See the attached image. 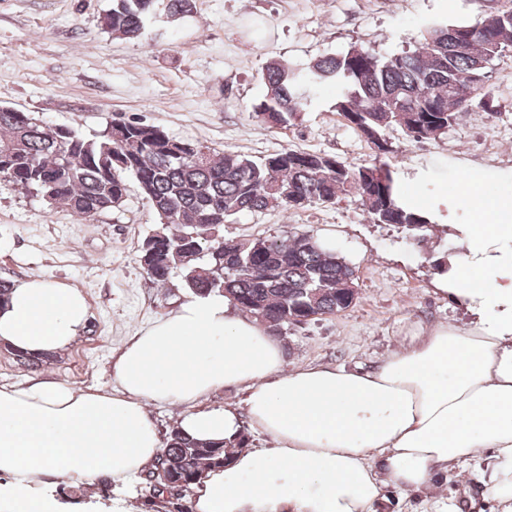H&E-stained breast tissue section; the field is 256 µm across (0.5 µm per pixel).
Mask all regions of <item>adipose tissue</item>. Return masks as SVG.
Returning a JSON list of instances; mask_svg holds the SVG:
<instances>
[{"mask_svg":"<svg viewBox=\"0 0 512 512\" xmlns=\"http://www.w3.org/2000/svg\"><path fill=\"white\" fill-rule=\"evenodd\" d=\"M460 202L492 213L463 228L468 260L443 280L476 318L407 337L373 369L287 370L282 344L213 294L190 297L129 337L105 388L27 378L0 383V500L10 512H63L56 486L143 480L163 451L148 405L179 406L178 429L232 452L193 485V512H368L385 483L431 492L438 472L485 461L486 487L512 512V197L462 183ZM83 291L31 275L0 304V347L62 353L85 332ZM241 405L212 403L227 388ZM267 447H237L244 428Z\"/></svg>","mask_w":512,"mask_h":512,"instance_id":"adipose-tissue-1","label":"adipose tissue"}]
</instances>
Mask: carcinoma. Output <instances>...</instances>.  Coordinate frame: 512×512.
I'll list each match as a JSON object with an SVG mask.
<instances>
[{
    "mask_svg": "<svg viewBox=\"0 0 512 512\" xmlns=\"http://www.w3.org/2000/svg\"><path fill=\"white\" fill-rule=\"evenodd\" d=\"M168 21L190 13L195 0H112L106 29L138 40L152 24L157 2ZM480 20L435 21L414 49L379 56L363 46L324 55L297 67L271 60L259 79L263 95L252 105L272 128L286 127L324 85L336 88L332 111L375 151L372 164H351L325 153L288 149L259 158L217 153L177 140L158 126L112 120L102 132L72 141L39 124L29 112L0 110V181L32 190L49 206L90 218L123 201L134 181L158 217L159 236L144 239L138 254L153 280L181 278L193 295H224L273 334L293 317L306 324L335 315L358 295L356 267L318 238L226 240L224 225L269 208L283 211L360 200L375 224L412 237L434 216L406 205L390 165L388 133L432 140L475 108L494 115L485 64L512 52V0H490ZM224 447L173 429L143 490L155 498L189 491L206 466L222 467Z\"/></svg>",
    "mask_w": 512,
    "mask_h": 512,
    "instance_id": "1",
    "label": "carcinoma"
}]
</instances>
